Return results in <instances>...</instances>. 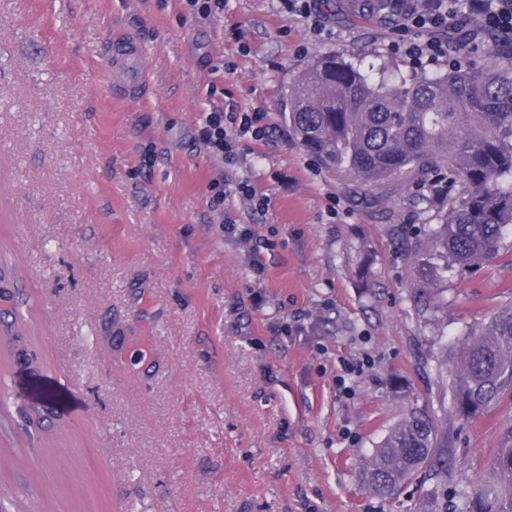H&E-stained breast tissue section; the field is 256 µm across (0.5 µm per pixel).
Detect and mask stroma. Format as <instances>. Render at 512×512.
Returning a JSON list of instances; mask_svg holds the SVG:
<instances>
[{"mask_svg": "<svg viewBox=\"0 0 512 512\" xmlns=\"http://www.w3.org/2000/svg\"><path fill=\"white\" fill-rule=\"evenodd\" d=\"M320 8L316 33L285 0H224L209 22L181 0H0V307L26 326L0 340L9 512H423L425 474L386 499L364 482L412 404L447 429L445 494L488 470L512 392L458 419L434 362L512 305V230L495 259L437 273L443 313L417 311L433 210L328 171L281 116L323 55L412 62L365 0ZM116 34L149 56L144 98L106 82ZM214 85L272 128L232 170L264 210L211 204L227 168L196 135Z\"/></svg>", "mask_w": 512, "mask_h": 512, "instance_id": "35a3bbf8", "label": "stroma"}]
</instances>
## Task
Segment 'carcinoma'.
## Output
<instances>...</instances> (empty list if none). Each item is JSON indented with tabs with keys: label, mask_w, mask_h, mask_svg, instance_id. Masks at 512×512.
<instances>
[{
	"label": "carcinoma",
	"mask_w": 512,
	"mask_h": 512,
	"mask_svg": "<svg viewBox=\"0 0 512 512\" xmlns=\"http://www.w3.org/2000/svg\"><path fill=\"white\" fill-rule=\"evenodd\" d=\"M472 23L448 44V70L424 77L378 56L333 53L304 70L288 92L285 119L330 170L363 185L406 180L438 200L434 224L417 228L423 287L418 303L435 312L437 267L459 269L497 256L512 225V35ZM512 390V307L469 335L453 378V409L476 419ZM448 437L425 409L410 407L374 449L366 485L393 495L417 472L448 481ZM459 512H512V432L495 449L489 474L456 493Z\"/></svg>",
	"instance_id": "obj_1"
}]
</instances>
